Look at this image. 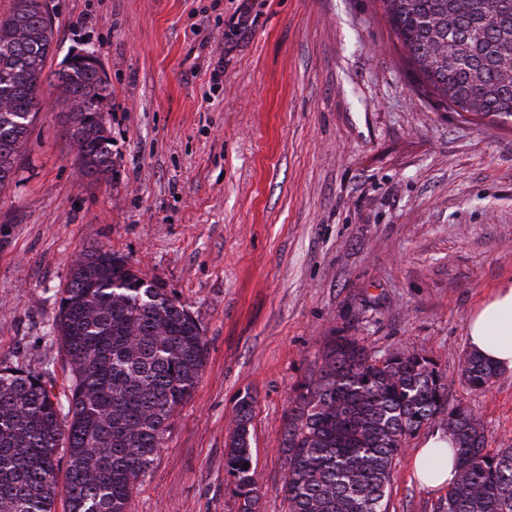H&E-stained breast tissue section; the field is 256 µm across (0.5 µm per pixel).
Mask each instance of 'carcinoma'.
<instances>
[{
	"label": "carcinoma",
	"instance_id": "carcinoma-1",
	"mask_svg": "<svg viewBox=\"0 0 512 512\" xmlns=\"http://www.w3.org/2000/svg\"><path fill=\"white\" fill-rule=\"evenodd\" d=\"M416 80L448 109L512 122V0H381ZM39 0L0 14V189L42 110L44 85L61 90L80 171L112 170L102 118L110 96L96 72L45 73L54 39ZM70 366L59 397L44 375L0 363V512H54L67 459L68 512H131L133 492L164 445L205 362L199 322L126 257L102 248L73 261L53 324ZM500 369L468 352L461 380L487 388ZM253 399L235 408L224 472L240 512H258ZM453 440L456 478L436 512H512V448H487L474 411L448 401V376L422 350L382 357L350 336L325 346L316 378L299 386L284 420L288 512H388L396 458L423 426Z\"/></svg>",
	"mask_w": 512,
	"mask_h": 512
}]
</instances>
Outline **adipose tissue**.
I'll return each mask as SVG.
<instances>
[{"mask_svg": "<svg viewBox=\"0 0 512 512\" xmlns=\"http://www.w3.org/2000/svg\"><path fill=\"white\" fill-rule=\"evenodd\" d=\"M472 351L503 370H512V283L492 289L467 321ZM413 475L423 487L449 488L455 478V460L447 434L435 432L419 448Z\"/></svg>", "mask_w": 512, "mask_h": 512, "instance_id": "1", "label": "adipose tissue"}]
</instances>
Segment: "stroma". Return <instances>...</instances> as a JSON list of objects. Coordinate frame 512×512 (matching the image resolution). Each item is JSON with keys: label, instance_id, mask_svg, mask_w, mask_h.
I'll list each match as a JSON object with an SVG mask.
<instances>
[{"label": "stroma", "instance_id": "35a3bbf8", "mask_svg": "<svg viewBox=\"0 0 512 512\" xmlns=\"http://www.w3.org/2000/svg\"><path fill=\"white\" fill-rule=\"evenodd\" d=\"M47 71L94 50L112 172L81 174L48 91L0 192V362L70 370L53 338L78 254L128 257L200 323L206 360L132 512H239L224 446L254 400L260 512H288L283 419L332 336L376 356L425 351L451 401L512 447V371L459 380L466 322L512 281V124L419 89L379 0H47ZM435 431L396 459L388 512H433L412 477Z\"/></svg>", "mask_w": 512, "mask_h": 512}]
</instances>
